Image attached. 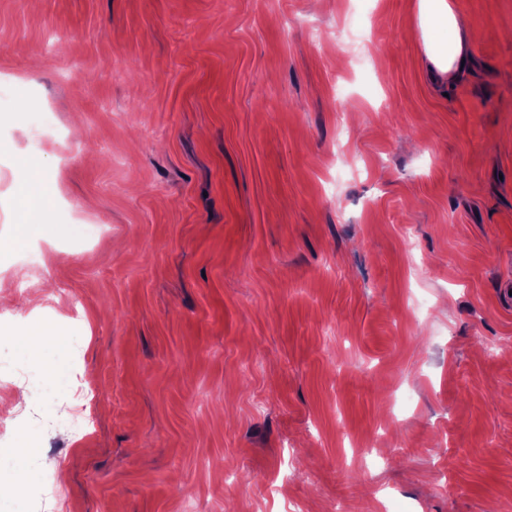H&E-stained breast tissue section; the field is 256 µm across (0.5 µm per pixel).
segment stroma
<instances>
[{
	"instance_id": "1",
	"label": "stroma",
	"mask_w": 512,
	"mask_h": 512,
	"mask_svg": "<svg viewBox=\"0 0 512 512\" xmlns=\"http://www.w3.org/2000/svg\"><path fill=\"white\" fill-rule=\"evenodd\" d=\"M0 0V307L93 415L55 512L512 507V0ZM51 229L23 211L26 165ZM83 339L80 369L57 338ZM417 26L428 69L452 85L471 64L462 16L450 0H418ZM36 171L35 166L32 165V176L26 202L29 209L42 215L45 211L47 200L51 197L52 188L49 184L42 181Z\"/></svg>"
}]
</instances>
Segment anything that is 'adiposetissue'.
I'll use <instances>...</instances> for the list:
<instances>
[{"label":"adipose tissue","mask_w":512,"mask_h":512,"mask_svg":"<svg viewBox=\"0 0 512 512\" xmlns=\"http://www.w3.org/2000/svg\"><path fill=\"white\" fill-rule=\"evenodd\" d=\"M417 26L429 70L454 83L470 57L462 16L451 0H418Z\"/></svg>","instance_id":"obj_1"}]
</instances>
